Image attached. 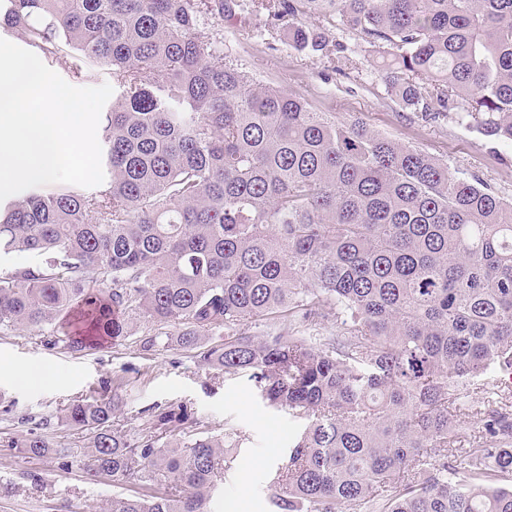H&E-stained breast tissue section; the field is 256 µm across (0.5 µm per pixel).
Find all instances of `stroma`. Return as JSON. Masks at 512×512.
<instances>
[{
  "mask_svg": "<svg viewBox=\"0 0 512 512\" xmlns=\"http://www.w3.org/2000/svg\"><path fill=\"white\" fill-rule=\"evenodd\" d=\"M218 47L257 81L303 97L318 112L336 120L367 122L400 144L439 157L451 172L479 176L495 194L512 200V147L491 142L473 128L450 119L427 121L403 110L387 94L375 67L376 52L346 30H330V38L347 50L336 74L325 59L296 51L279 30L266 29L259 17L246 28L208 21ZM32 365L52 375L51 381L18 384L14 367ZM123 381L126 406L115 424L128 434L139 433L141 410L155 405H188L210 431L233 427L243 444L233 469L224 475L215 512H267L266 479L288 455V437L295 427L286 413L267 407L246 374L206 379L189 358L173 352L141 351L137 336L81 355L41 344L37 332L0 333V512H98L113 494L130 493L131 485L93 482L79 467L60 469L51 458L30 459L6 450L42 419H50L49 439L74 444L58 422L69 403L94 395L102 383Z\"/></svg>",
  "mask_w": 512,
  "mask_h": 512,
  "instance_id": "stroma-1",
  "label": "stroma"
}]
</instances>
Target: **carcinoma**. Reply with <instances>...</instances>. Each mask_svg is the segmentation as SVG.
I'll return each mask as SVG.
<instances>
[{
  "label": "carcinoma",
  "instance_id": "obj_1",
  "mask_svg": "<svg viewBox=\"0 0 512 512\" xmlns=\"http://www.w3.org/2000/svg\"><path fill=\"white\" fill-rule=\"evenodd\" d=\"M260 11L336 71L327 26L360 35L400 107L512 146V0H0V31L44 63L77 56L80 80L107 68L115 91L101 188L35 187L0 207V258H34L0 269V329L77 355L163 325L142 350L250 374L301 424L267 485L272 512H512V405L457 387L512 368V203L255 81L200 27ZM274 318L295 326L249 332ZM325 321L336 332L305 335ZM123 407L106 383L60 416L83 447L32 430L8 447L138 485L101 512H212L237 430H191L170 404L129 435ZM470 414L479 439L456 454Z\"/></svg>",
  "mask_w": 512,
  "mask_h": 512
}]
</instances>
